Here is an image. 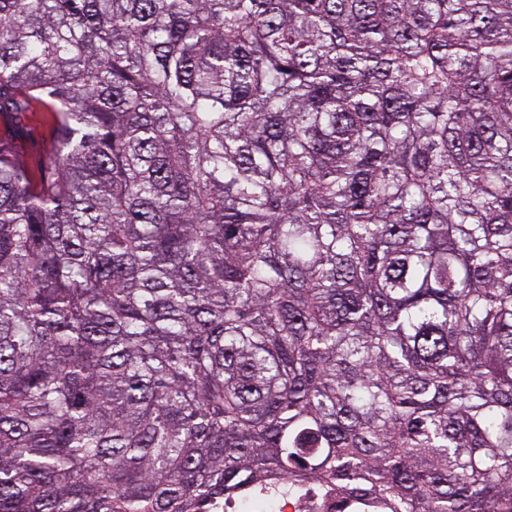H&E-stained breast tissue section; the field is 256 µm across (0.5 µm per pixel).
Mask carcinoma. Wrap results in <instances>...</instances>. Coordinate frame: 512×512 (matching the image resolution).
I'll list each match as a JSON object with an SVG mask.
<instances>
[{"mask_svg":"<svg viewBox=\"0 0 512 512\" xmlns=\"http://www.w3.org/2000/svg\"><path fill=\"white\" fill-rule=\"evenodd\" d=\"M0 512L275 473L512 512V0H0ZM30 131L23 139L18 140L19 154L22 155L30 170L37 173L39 163L38 158L43 146H51L53 140L52 126L48 117L42 112H34L30 115L29 120Z\"/></svg>","mask_w":512,"mask_h":512,"instance_id":"cac0c4a2","label":"carcinoma"}]
</instances>
